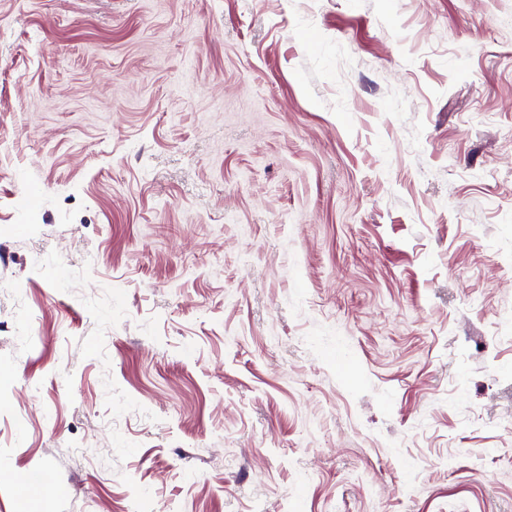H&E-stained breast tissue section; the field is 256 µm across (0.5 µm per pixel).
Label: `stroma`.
Listing matches in <instances>:
<instances>
[{
  "instance_id": "obj_1",
  "label": "stroma",
  "mask_w": 512,
  "mask_h": 512,
  "mask_svg": "<svg viewBox=\"0 0 512 512\" xmlns=\"http://www.w3.org/2000/svg\"><path fill=\"white\" fill-rule=\"evenodd\" d=\"M0 512H512V0H0Z\"/></svg>"
}]
</instances>
